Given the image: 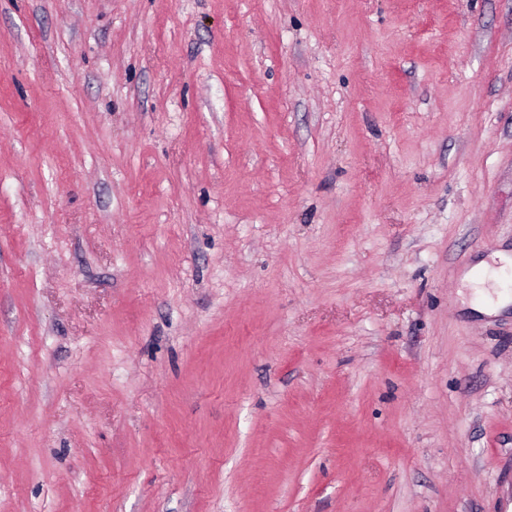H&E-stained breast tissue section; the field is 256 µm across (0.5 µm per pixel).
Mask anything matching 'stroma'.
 <instances>
[{
  "label": "stroma",
  "instance_id": "obj_1",
  "mask_svg": "<svg viewBox=\"0 0 512 512\" xmlns=\"http://www.w3.org/2000/svg\"><path fill=\"white\" fill-rule=\"evenodd\" d=\"M512 0H0V512H512ZM495 258H498L501 263L498 270H490V265L483 261L468 278V284L473 288H485L488 281H498L499 274L505 273L512 265V257L510 258L507 253H497Z\"/></svg>",
  "mask_w": 512,
  "mask_h": 512
}]
</instances>
